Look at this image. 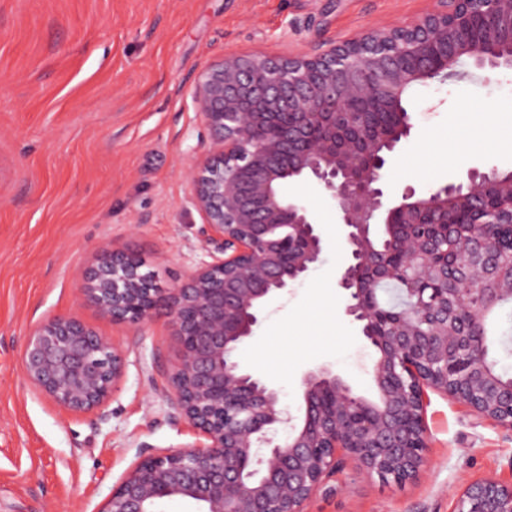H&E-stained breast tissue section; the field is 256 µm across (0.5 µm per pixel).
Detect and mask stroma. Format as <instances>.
<instances>
[{
    "mask_svg": "<svg viewBox=\"0 0 512 512\" xmlns=\"http://www.w3.org/2000/svg\"><path fill=\"white\" fill-rule=\"evenodd\" d=\"M433 0H0V512H100L143 456L202 444L170 407L179 341L165 315L115 324L83 292V273L105 249L141 256L168 289L208 253L184 173L206 150L192 81L227 53L288 56L423 15ZM413 136L388 174L391 190H429L451 174L436 156L448 137L465 145L457 174L485 164L512 124V69L415 95ZM486 113L474 135L473 110ZM306 202L328 241L323 261L272 300L240 364L297 411L299 379L328 364L354 392L373 396L374 351L345 315L336 283L347 265L336 207L310 186ZM328 295L315 301L312 287ZM53 316L93 326L126 358L101 411L56 405L23 374L30 329ZM303 325L296 346L289 329ZM270 345L263 361L252 351ZM428 463L415 481L385 484L354 468L309 512H451L453 493L486 475L512 481V431L430 393Z\"/></svg>",
    "mask_w": 512,
    "mask_h": 512,
    "instance_id": "obj_1",
    "label": "stroma"
}]
</instances>
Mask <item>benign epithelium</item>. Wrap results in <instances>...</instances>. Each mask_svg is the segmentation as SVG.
I'll use <instances>...</instances> for the list:
<instances>
[{
    "instance_id": "7a95c632",
    "label": "benign epithelium",
    "mask_w": 512,
    "mask_h": 512,
    "mask_svg": "<svg viewBox=\"0 0 512 512\" xmlns=\"http://www.w3.org/2000/svg\"><path fill=\"white\" fill-rule=\"evenodd\" d=\"M512 68V0H436L403 25L374 27L297 56L224 55L203 65L191 91L209 147L186 175L211 261L183 284L159 288L134 253L105 250L84 273V293L114 323L163 311L180 340L172 405L207 440L141 458L101 512H307L330 478L351 465L404 484L427 463L425 394L433 390L512 431V379L495 371L483 323L512 298V176L497 167L433 190L392 192L386 173L412 135L413 93ZM395 121L366 135L369 117ZM335 203L351 262L338 276L346 316L375 352L371 398L329 365L300 379L303 412L244 371L239 348L266 304L305 280L326 245L301 188ZM489 225L464 236L448 217ZM404 284L385 310L376 286ZM25 378L75 413L101 408L125 372L110 340L75 317L36 326L22 355ZM453 512H512V483H467Z\"/></svg>"
}]
</instances>
